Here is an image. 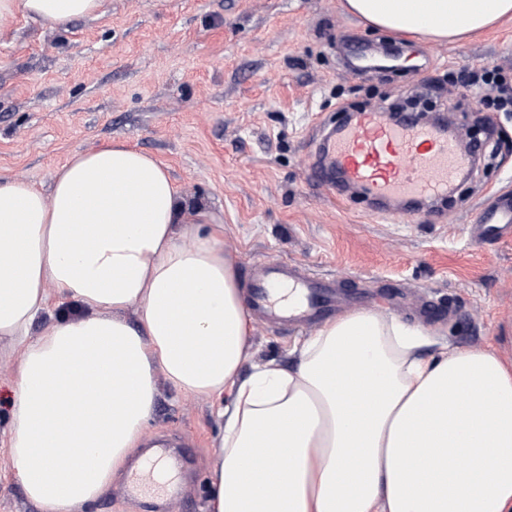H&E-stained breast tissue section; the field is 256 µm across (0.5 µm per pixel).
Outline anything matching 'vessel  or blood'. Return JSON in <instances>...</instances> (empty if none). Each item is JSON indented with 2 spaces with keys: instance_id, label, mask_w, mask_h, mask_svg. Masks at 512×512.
Here are the masks:
<instances>
[{
  "instance_id": "obj_1",
  "label": "vessel or blood",
  "mask_w": 512,
  "mask_h": 512,
  "mask_svg": "<svg viewBox=\"0 0 512 512\" xmlns=\"http://www.w3.org/2000/svg\"><path fill=\"white\" fill-rule=\"evenodd\" d=\"M324 153L342 181L368 201H445L470 170L472 154L448 135L441 119L410 114L393 121L384 113L357 112L337 125ZM478 241L512 240V194L481 205L473 227ZM253 312L271 323L312 325L333 315L339 303L333 282L297 261L253 265L248 278ZM165 453L146 460L131 478V491L173 503L176 491L164 475Z\"/></svg>"
}]
</instances>
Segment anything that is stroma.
Returning a JSON list of instances; mask_svg holds the SVG:
<instances>
[{
  "mask_svg": "<svg viewBox=\"0 0 512 512\" xmlns=\"http://www.w3.org/2000/svg\"><path fill=\"white\" fill-rule=\"evenodd\" d=\"M512 80V19L430 46L365 27L342 0H106L103 15L58 29L18 20L0 34V174L48 189L69 155L123 140L167 165L179 195L221 225L239 277L257 261L297 260L333 278L347 312L419 324L459 348L512 360V241L470 240L473 206L512 191V112L488 113L449 76ZM421 92L459 128L493 133L444 216L391 209L354 189L310 182L342 110L386 109ZM247 361L291 363L307 334L254 322ZM13 360L0 357V512H38L8 457ZM217 400L159 382L138 448L196 440L178 471L184 504L209 512L206 482L222 422ZM122 469L88 512H144Z\"/></svg>",
  "mask_w": 512,
  "mask_h": 512,
  "instance_id": "stroma-1",
  "label": "stroma"
}]
</instances>
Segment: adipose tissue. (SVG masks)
Returning a JSON list of instances; mask_svg holds the SVG:
<instances>
[{"mask_svg":"<svg viewBox=\"0 0 512 512\" xmlns=\"http://www.w3.org/2000/svg\"><path fill=\"white\" fill-rule=\"evenodd\" d=\"M105 0H0L63 28ZM367 25L432 45L512 16V0H346ZM167 168L123 142L71 154L49 193L0 177V344L16 357L8 451L40 512H86L151 419L159 381L231 400L209 512H512V362L427 353L379 312L329 322L294 361L244 372L253 328L234 261ZM81 315L29 330L50 300ZM136 323H129L127 312ZM74 449L63 460L58 449ZM279 454L259 464L257 449Z\"/></svg>","mask_w":512,"mask_h":512,"instance_id":"1","label":"adipose tissue"}]
</instances>
